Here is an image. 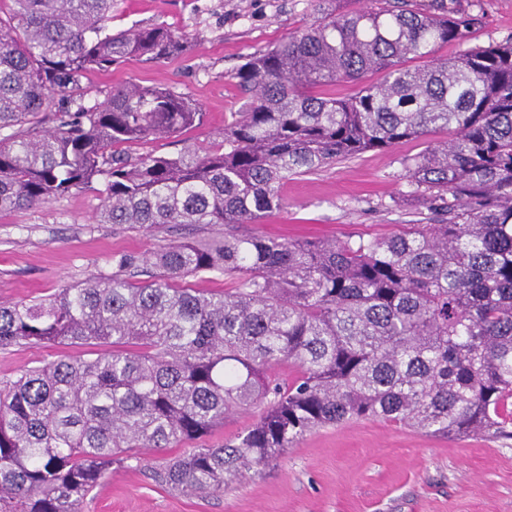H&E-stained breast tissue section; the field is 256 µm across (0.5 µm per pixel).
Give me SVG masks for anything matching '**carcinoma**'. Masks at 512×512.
Returning a JSON list of instances; mask_svg holds the SVG:
<instances>
[{"label": "carcinoma", "instance_id": "carcinoma-1", "mask_svg": "<svg viewBox=\"0 0 512 512\" xmlns=\"http://www.w3.org/2000/svg\"><path fill=\"white\" fill-rule=\"evenodd\" d=\"M0 8V213L99 181L100 224H224L209 244L143 258L158 274L94 277L47 298L0 303V350L110 346L0 382V512H81L104 469L143 448L190 452L155 473L200 497L256 476L307 433L383 419L448 435L512 424V38L467 43L481 16L455 0H385L322 16L234 74L248 97L222 148L132 157L119 147L205 123L193 101L125 85L86 102L81 74L181 52L163 24L112 32L116 0H10ZM380 73L376 83H362ZM361 84L348 99L316 86ZM65 98L55 125L41 119ZM440 131L407 165L431 224L390 236H243L280 206L291 175ZM202 273L220 293L177 288ZM288 363L297 376L273 378ZM260 413L233 443L204 437ZM180 286L198 288L205 291H224L225 289L235 288L236 280L224 277V275L219 273H205L183 280Z\"/></svg>", "mask_w": 512, "mask_h": 512}]
</instances>
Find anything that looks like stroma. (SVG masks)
Returning a JSON list of instances; mask_svg holds the SVG:
<instances>
[{
    "mask_svg": "<svg viewBox=\"0 0 512 512\" xmlns=\"http://www.w3.org/2000/svg\"><path fill=\"white\" fill-rule=\"evenodd\" d=\"M483 22L470 43L485 46L512 37V0H461ZM320 16L317 0H118L112 24L161 23L189 35L186 50L157 62L129 60L81 78L89 96L104 100L113 88L165 86L197 103L204 125L172 139L126 145L131 155L175 154L218 148L225 125L246 103L234 77L252 55ZM426 147L407 139L370 150L320 171L289 177L282 205L240 234L282 239L384 237L403 224L426 223V209L403 204L411 189L406 163ZM101 183L50 203L0 214V302L33 299L111 276L113 257H135L127 276L150 280L142 259L175 242L223 238L221 224L149 231L100 224ZM96 346L15 348L0 352V380L44 360L70 354L94 357ZM189 444L143 451L112 464L87 497L88 512H512V437L427 434L382 419L352 420L308 433L278 464L236 481L223 495L201 498L161 485L154 470L185 454Z\"/></svg>",
    "mask_w": 512,
    "mask_h": 512,
    "instance_id": "obj_1",
    "label": "stroma"
}]
</instances>
